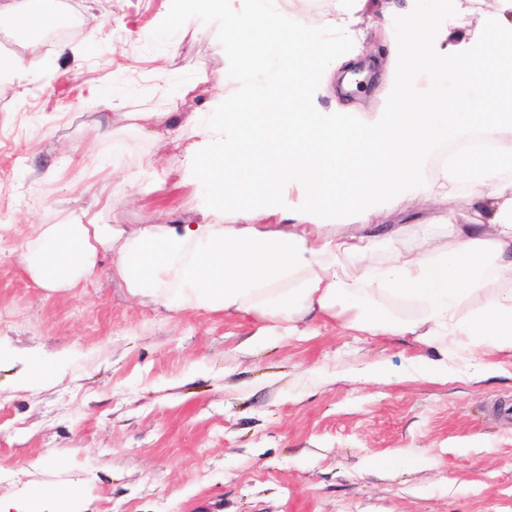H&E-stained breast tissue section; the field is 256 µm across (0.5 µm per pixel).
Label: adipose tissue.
Returning <instances> with one entry per match:
<instances>
[{
  "mask_svg": "<svg viewBox=\"0 0 512 512\" xmlns=\"http://www.w3.org/2000/svg\"><path fill=\"white\" fill-rule=\"evenodd\" d=\"M224 13L225 44L243 68L262 66L261 46L281 49L287 78H275L246 104L213 120L180 112H131L134 127L181 147L200 167L217 203L234 201L237 226L145 225L128 234L117 224H36L21 257L50 292H70L97 272L99 257L134 298L165 310L254 318L262 332L291 336L303 323L355 310L349 325L412 336L428 346L469 352L512 351V0L485 13L487 38L466 54L468 33L448 31L452 62L434 71L425 93L405 72L391 71L382 112H278L283 90L304 101L303 45L321 32L233 0H199ZM39 43L56 26L52 0L0 8V25ZM498 99L502 110L475 113ZM446 151L441 182L427 179L432 156ZM467 183L469 213L449 214L446 233L392 248L401 224L374 223L373 201L404 206L435 197L442 182ZM300 200L281 201L284 189ZM332 220L347 233L325 234ZM400 307L385 314L373 295Z\"/></svg>",
  "mask_w": 512,
  "mask_h": 512,
  "instance_id": "adipose-tissue-1",
  "label": "adipose tissue"
}]
</instances>
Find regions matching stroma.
Masks as SVG:
<instances>
[{
  "label": "stroma",
  "mask_w": 512,
  "mask_h": 512,
  "mask_svg": "<svg viewBox=\"0 0 512 512\" xmlns=\"http://www.w3.org/2000/svg\"><path fill=\"white\" fill-rule=\"evenodd\" d=\"M314 28L346 0H269ZM100 31L20 41L0 73V496L42 484L55 512H512V352L441 351L409 336L357 331L344 320L307 335H259L250 317L175 314L138 303L109 258L69 295L38 287L20 258L35 224L65 219L132 229L164 213L172 223L234 224L213 207L203 178L182 183L178 146L157 152L150 133L102 112H219L277 76L226 52L222 12L186 0H76ZM482 0H449L430 47L465 23L471 49L485 37ZM354 42L316 52L304 80L317 112H380L400 58L379 48L410 29L409 0H369ZM364 83L338 92V70ZM205 77L203 93L180 97ZM96 140L86 152L88 140ZM146 190L124 202L127 169ZM108 183L116 201L98 198ZM468 209L464 188L415 199L407 240ZM53 363L57 383L24 386L30 356ZM447 360V376L421 366ZM389 456V468L372 459Z\"/></svg>",
  "instance_id": "obj_1"
}]
</instances>
